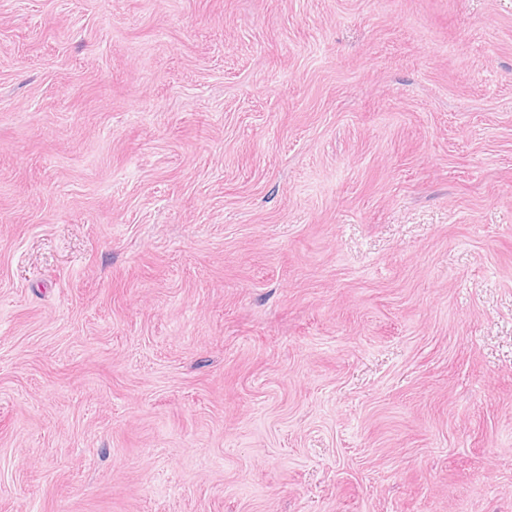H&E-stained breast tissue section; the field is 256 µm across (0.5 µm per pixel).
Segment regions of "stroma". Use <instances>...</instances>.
Here are the masks:
<instances>
[{
    "label": "stroma",
    "instance_id": "35a3bbf8",
    "mask_svg": "<svg viewBox=\"0 0 512 512\" xmlns=\"http://www.w3.org/2000/svg\"><path fill=\"white\" fill-rule=\"evenodd\" d=\"M0 512H512V0H0Z\"/></svg>",
    "mask_w": 512,
    "mask_h": 512
}]
</instances>
